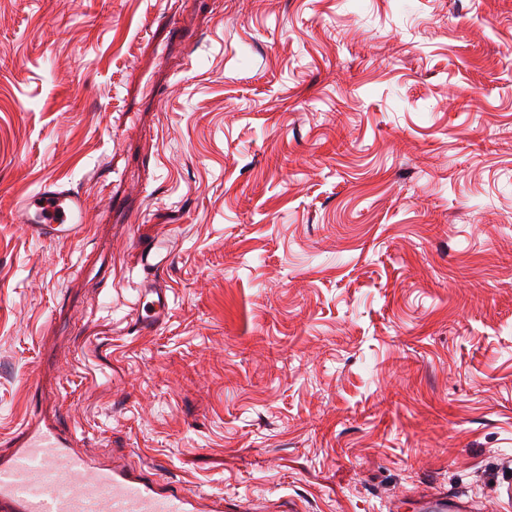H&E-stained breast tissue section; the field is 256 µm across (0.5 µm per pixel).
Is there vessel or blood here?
Wrapping results in <instances>:
<instances>
[{
    "instance_id": "vessel-or-blood-1",
    "label": "vessel or blood",
    "mask_w": 512,
    "mask_h": 512,
    "mask_svg": "<svg viewBox=\"0 0 512 512\" xmlns=\"http://www.w3.org/2000/svg\"><path fill=\"white\" fill-rule=\"evenodd\" d=\"M85 197L49 178L16 203L28 234L39 241L77 242L89 227ZM147 277L130 323L139 333L159 330L170 310L155 272L172 260L166 237L138 244ZM249 499L224 497L176 485L129 462L100 463L76 450L75 439L32 411L21 436L0 456V512H251Z\"/></svg>"
}]
</instances>
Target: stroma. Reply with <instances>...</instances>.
Wrapping results in <instances>:
<instances>
[{"instance_id": "35a3bbf8", "label": "stroma", "mask_w": 512, "mask_h": 512, "mask_svg": "<svg viewBox=\"0 0 512 512\" xmlns=\"http://www.w3.org/2000/svg\"><path fill=\"white\" fill-rule=\"evenodd\" d=\"M35 395L259 512H512V0H0V452ZM85 197L56 179L48 178L16 202V212L28 234L39 241L77 242L84 240ZM141 264L148 271L145 281L138 289V299L132 308L130 324L140 334L153 333L165 323L170 310L168 289L149 271L166 266L173 259L172 249L164 236L138 243Z\"/></svg>"}]
</instances>
